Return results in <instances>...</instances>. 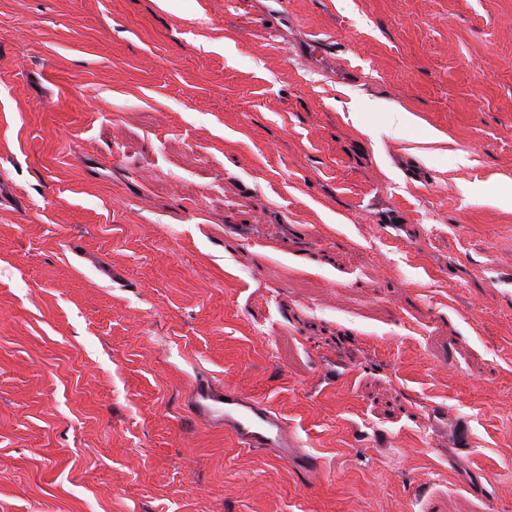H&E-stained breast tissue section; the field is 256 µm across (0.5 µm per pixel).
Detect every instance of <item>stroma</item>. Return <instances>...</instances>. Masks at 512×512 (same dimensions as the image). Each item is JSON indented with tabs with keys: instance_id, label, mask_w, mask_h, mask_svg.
Segmentation results:
<instances>
[{
	"instance_id": "obj_1",
	"label": "stroma",
	"mask_w": 512,
	"mask_h": 512,
	"mask_svg": "<svg viewBox=\"0 0 512 512\" xmlns=\"http://www.w3.org/2000/svg\"><path fill=\"white\" fill-rule=\"evenodd\" d=\"M511 190L512 0H0V512H512ZM226 397V400H222ZM192 406L194 415L212 422L224 421V431L231 433L244 448H274L279 457L298 469L312 471L315 462L288 440V423L265 400L248 395L234 386L215 387L197 383Z\"/></svg>"
}]
</instances>
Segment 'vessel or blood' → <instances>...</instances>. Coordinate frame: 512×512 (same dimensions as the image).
I'll return each mask as SVG.
<instances>
[{
    "label": "vessel or blood",
    "instance_id": "vessel-or-blood-1",
    "mask_svg": "<svg viewBox=\"0 0 512 512\" xmlns=\"http://www.w3.org/2000/svg\"><path fill=\"white\" fill-rule=\"evenodd\" d=\"M192 406L196 416L223 422L242 447L272 448L283 460L302 470H313V459L288 439V424L265 400L248 395L234 386L197 383Z\"/></svg>",
    "mask_w": 512,
    "mask_h": 512
}]
</instances>
